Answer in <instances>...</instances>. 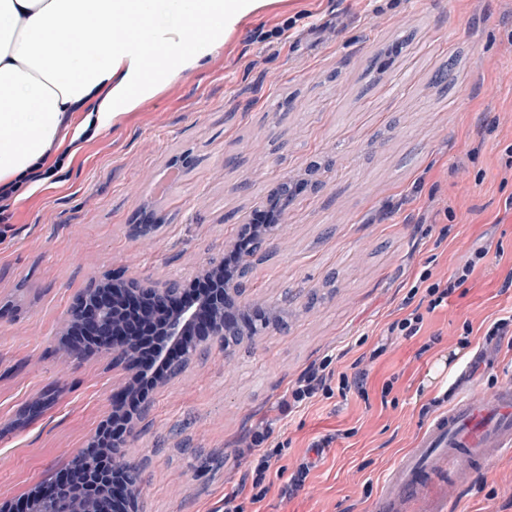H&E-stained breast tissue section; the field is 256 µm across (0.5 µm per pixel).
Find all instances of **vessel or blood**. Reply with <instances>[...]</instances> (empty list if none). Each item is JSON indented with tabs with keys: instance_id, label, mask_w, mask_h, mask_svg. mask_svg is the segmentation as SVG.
<instances>
[{
	"instance_id": "1",
	"label": "vessel or blood",
	"mask_w": 512,
	"mask_h": 512,
	"mask_svg": "<svg viewBox=\"0 0 512 512\" xmlns=\"http://www.w3.org/2000/svg\"><path fill=\"white\" fill-rule=\"evenodd\" d=\"M511 451L512 383L502 382L480 399L462 394L400 456L373 512H442L446 497L425 492L424 476L447 469L454 484L466 485L473 479L472 463L489 465Z\"/></svg>"
}]
</instances>
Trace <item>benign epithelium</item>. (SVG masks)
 Instances as JSON below:
<instances>
[{
  "label": "benign epithelium",
  "instance_id": "benign-epithelium-1",
  "mask_svg": "<svg viewBox=\"0 0 512 512\" xmlns=\"http://www.w3.org/2000/svg\"><path fill=\"white\" fill-rule=\"evenodd\" d=\"M240 231L249 235L251 245L241 255L233 272L194 303L175 307L173 303L181 296V288L172 282L146 283L133 276L123 281V287L112 289L110 299L100 297L101 288L91 289L89 295L82 294L71 309L67 323L77 324L85 335L111 351L112 366L130 372L136 357L135 337L141 332L135 324L121 329L117 320L123 315L124 301H141L140 321L158 323L159 335L164 337L163 342L153 343L155 357L165 368V374L157 382L159 386L176 377L173 368L182 365L190 354L206 350L213 340L224 339V358H231L238 345L252 339V330L279 325L285 313L282 306L248 300L247 284L242 277V271L249 267L258 250L269 245L281 231V225L246 223L240 226ZM133 432L131 424L113 444L112 459L114 473L120 475L124 495L133 504V512H141V466L123 451ZM90 507L92 512H128L114 495H99L90 502Z\"/></svg>",
  "mask_w": 512,
  "mask_h": 512
}]
</instances>
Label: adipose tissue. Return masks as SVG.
Returning <instances> with one entry per match:
<instances>
[{"label":"adipose tissue","instance_id":"adipose-tissue-1","mask_svg":"<svg viewBox=\"0 0 512 512\" xmlns=\"http://www.w3.org/2000/svg\"><path fill=\"white\" fill-rule=\"evenodd\" d=\"M272 2L0 0V191L200 68ZM19 99L26 111H14Z\"/></svg>","mask_w":512,"mask_h":512}]
</instances>
